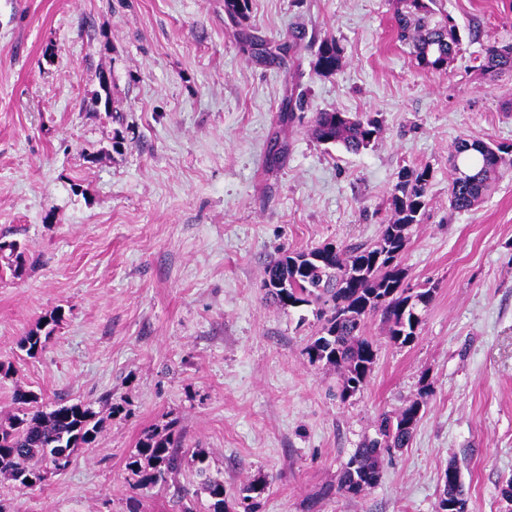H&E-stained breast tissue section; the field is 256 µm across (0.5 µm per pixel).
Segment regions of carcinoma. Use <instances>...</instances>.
<instances>
[{
	"label": "carcinoma",
	"mask_w": 512,
	"mask_h": 512,
	"mask_svg": "<svg viewBox=\"0 0 512 512\" xmlns=\"http://www.w3.org/2000/svg\"><path fill=\"white\" fill-rule=\"evenodd\" d=\"M398 40L410 48L414 64L422 69L444 71L459 49L460 38L451 18L437 8V0H406L397 13ZM294 43L265 44L260 55L268 63L283 60ZM343 49L334 40L321 42L314 67L331 75L341 67ZM482 67L501 74L512 71V43L485 48ZM315 139L358 153L379 138L381 120L369 113L321 110L311 122ZM512 145L461 140L451 155L453 178L449 185L450 207L468 211L483 200L500 174ZM432 179L428 167L404 168L392 190L393 218L382 225L379 237L369 244L337 246L333 243L285 252L265 270L266 300L281 308L315 304L320 328L303 348L310 365L341 370L340 396L349 397L367 381L377 358V345L367 334L368 320L381 315L390 339L400 345L415 340L422 323L420 309L433 299L434 289L412 288L401 265L406 231L421 221L425 198ZM0 258L7 259L12 275L21 274L24 248L17 241L0 242ZM61 311L53 310L41 324L18 343L26 356L34 358L46 347ZM15 411L0 420V475L20 486L34 487L44 480V466L59 468L58 460L70 459L77 448L97 442L102 419L88 404H59L44 409L31 390L18 388ZM422 404L414 402L397 415H380L377 437L364 441L346 464L339 490L358 496L376 487L383 453L408 446L420 420ZM183 441L172 430H153L130 455L127 469L140 486L166 481L183 463ZM197 488L178 489V499L204 494L209 512H259L261 494L267 483L249 482L238 495L226 499L224 481L197 469ZM466 503L461 474L454 464L443 471L439 487V510L449 512L451 502Z\"/></svg>",
	"instance_id": "cac0c4a2"
}]
</instances>
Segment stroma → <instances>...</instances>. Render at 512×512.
<instances>
[{
    "label": "stroma",
    "mask_w": 512,
    "mask_h": 512,
    "mask_svg": "<svg viewBox=\"0 0 512 512\" xmlns=\"http://www.w3.org/2000/svg\"><path fill=\"white\" fill-rule=\"evenodd\" d=\"M440 6L462 41L433 72L398 42L397 0H249L239 22L224 0H0V238L26 249L21 275L0 276V415L20 385L105 416L98 444L40 485L0 477L6 512H178L202 463L231 496L266 483L259 512H435L451 463L467 512H512V155L478 205L448 202L457 141L512 144V75L482 68L512 42V0ZM295 35L281 67L249 47ZM331 39L343 63L323 76ZM103 75L111 104L95 107ZM289 92L307 106L285 126ZM321 110L378 114L383 132L356 154L318 142ZM414 166L433 178L401 261L435 293L410 344L369 320L377 361L343 398L339 371L302 354L311 308L267 303L265 269L375 240ZM55 309L26 357L19 340ZM416 400L412 442L383 456L378 485L337 492L378 414ZM167 425L184 437L180 473L134 486L128 456ZM343 49L336 40L321 42L316 52L314 67L319 74L331 75L341 67ZM60 320L61 311L52 310L45 316L41 324L20 339L18 343L20 350L24 351L27 357L35 358L45 349L54 330L53 326H56Z\"/></svg>",
    "instance_id": "stroma-1"
}]
</instances>
